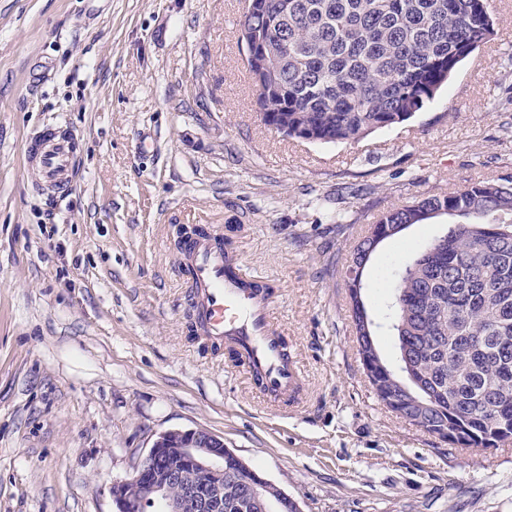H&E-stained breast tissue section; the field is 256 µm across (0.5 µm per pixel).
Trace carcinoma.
Instances as JSON below:
<instances>
[{
  "mask_svg": "<svg viewBox=\"0 0 512 512\" xmlns=\"http://www.w3.org/2000/svg\"><path fill=\"white\" fill-rule=\"evenodd\" d=\"M241 30L268 58L249 59L264 124L329 144L414 117L492 40L494 22L487 0H251ZM444 216L373 314L363 273L378 245ZM345 278L359 355L391 411L460 448L512 439V176L388 210L351 250ZM382 329L396 365L376 348ZM243 468L224 453V512H297L272 483L250 494Z\"/></svg>",
  "mask_w": 512,
  "mask_h": 512,
  "instance_id": "carcinoma-1",
  "label": "carcinoma"
}]
</instances>
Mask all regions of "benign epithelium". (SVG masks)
<instances>
[{"mask_svg":"<svg viewBox=\"0 0 512 512\" xmlns=\"http://www.w3.org/2000/svg\"><path fill=\"white\" fill-rule=\"evenodd\" d=\"M186 460V469L165 472L159 469L161 460L171 454ZM184 485L186 498L176 500L168 495L169 485ZM136 484L140 498L133 502L126 496V488ZM206 484L213 494L199 497L197 485ZM115 512H221L224 508V440L200 429L170 430L159 434L148 454L137 465L134 474L112 482L110 487Z\"/></svg>","mask_w":512,"mask_h":512,"instance_id":"7a95c632","label":"benign epithelium"}]
</instances>
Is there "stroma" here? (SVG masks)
<instances>
[{
    "label": "stroma",
    "instance_id": "1",
    "mask_svg": "<svg viewBox=\"0 0 512 512\" xmlns=\"http://www.w3.org/2000/svg\"><path fill=\"white\" fill-rule=\"evenodd\" d=\"M247 6L0 0V512H113L112 482L173 429L220 436L302 512H512V439L457 448L377 397L343 270L387 210L512 175V0H490L495 39L422 112L343 144L261 122ZM47 126L74 142L60 190L25 159ZM179 225L223 233L273 285L303 404L202 345ZM439 230L379 245L373 313Z\"/></svg>",
    "mask_w": 512,
    "mask_h": 512
}]
</instances>
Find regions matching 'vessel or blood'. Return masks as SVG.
<instances>
[{
	"instance_id": "vessel-or-blood-1",
	"label": "vessel or blood",
	"mask_w": 512,
	"mask_h": 512,
	"mask_svg": "<svg viewBox=\"0 0 512 512\" xmlns=\"http://www.w3.org/2000/svg\"><path fill=\"white\" fill-rule=\"evenodd\" d=\"M26 159L46 187L69 182L75 168L69 139L43 130L28 143ZM180 261L190 279L195 331L212 349L229 345L242 357L249 379L269 397L299 398L300 370L277 332L271 293L263 277L252 273L225 249L218 236L187 239Z\"/></svg>"
}]
</instances>
